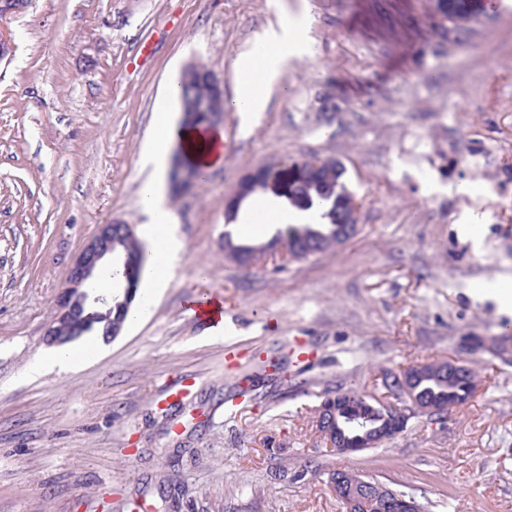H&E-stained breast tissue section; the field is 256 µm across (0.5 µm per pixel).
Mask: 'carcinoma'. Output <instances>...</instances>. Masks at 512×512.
<instances>
[{
	"label": "carcinoma",
	"mask_w": 512,
	"mask_h": 512,
	"mask_svg": "<svg viewBox=\"0 0 512 512\" xmlns=\"http://www.w3.org/2000/svg\"><path fill=\"white\" fill-rule=\"evenodd\" d=\"M434 11L454 23L472 21L475 0H432ZM180 126L192 128L219 126L223 123L226 102L214 91L207 81L205 68L198 69L189 79H181ZM333 165L314 166L310 161H296L282 167H260L242 178L238 184L233 204H240L254 193V187L261 189L274 185L273 192L288 199V203L299 211L307 212L310 218L301 224H288L266 244H237L230 234L224 236V255L236 262L264 253L279 246L303 258L310 252L322 253L336 244V225L351 221L345 201L354 196L344 179V169ZM172 197L178 199L183 192L197 188L204 183L199 168L192 157L183 150L174 156L169 172ZM137 260L134 287H139L142 265L145 259L142 245L136 236H125L114 247L115 261L112 266V282L122 287L127 284V273L122 263L124 255ZM107 334L106 323L87 310L81 302L79 320L69 335L62 338L68 343L89 333ZM441 361L419 363L409 370L420 374L416 379L415 392L426 407H434L448 414L470 400L480 382L478 371L467 365L450 377L440 375ZM368 397L354 391L338 392L334 397L321 401L318 409L321 418L314 423L315 431L323 441L336 439V427L345 433H352V425L370 413L366 405Z\"/></svg>",
	"instance_id": "obj_1"
}]
</instances>
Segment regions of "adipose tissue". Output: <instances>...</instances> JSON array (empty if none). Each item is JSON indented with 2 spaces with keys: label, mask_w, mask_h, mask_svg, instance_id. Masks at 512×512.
I'll return each mask as SVG.
<instances>
[{
  "label": "adipose tissue",
  "mask_w": 512,
  "mask_h": 512,
  "mask_svg": "<svg viewBox=\"0 0 512 512\" xmlns=\"http://www.w3.org/2000/svg\"><path fill=\"white\" fill-rule=\"evenodd\" d=\"M310 49L307 31L303 24L284 25L264 31L256 51L238 55L233 61L238 89L229 108L246 116L264 111L271 84L279 77L288 57L303 54ZM185 145L201 142L205 149L195 161L204 169H211L224 160V132L221 129L200 131L196 128L180 127L170 113L156 116L154 133L145 144L139 166L145 178L140 187V204L149 217L143 234L152 246L149 269L152 273L151 287L139 305L128 315L130 321L145 319L156 298L160 295L172 275L183 249L173 226L175 217L166 205L165 187L168 180L169 154L173 143ZM103 354L99 337H86L80 345L66 344L55 347L47 354L35 358L27 367V377L41 375L48 370L74 372L93 364Z\"/></svg>",
  "instance_id": "1"
}]
</instances>
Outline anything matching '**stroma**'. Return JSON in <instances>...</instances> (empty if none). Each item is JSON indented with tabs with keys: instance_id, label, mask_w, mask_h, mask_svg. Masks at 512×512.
<instances>
[{
	"instance_id": "35a3bbf8",
	"label": "stroma",
	"mask_w": 512,
	"mask_h": 512,
	"mask_svg": "<svg viewBox=\"0 0 512 512\" xmlns=\"http://www.w3.org/2000/svg\"><path fill=\"white\" fill-rule=\"evenodd\" d=\"M492 4L467 33L430 0H31L0 20V512H345L338 468L429 512H512V361L467 347L512 325L485 290L512 273V0ZM285 21L312 51L264 112L228 113L223 163L168 199L183 250L149 316L80 371L25 377L97 226L147 221L138 160L167 85L196 62L234 97L235 57ZM316 158L363 200L356 235L285 266L225 258V236L300 219L259 190L242 210L268 198L277 220L228 221L239 181ZM205 295L223 339L188 309ZM459 355L481 385L445 422L351 455L315 433L324 397Z\"/></svg>"
}]
</instances>
